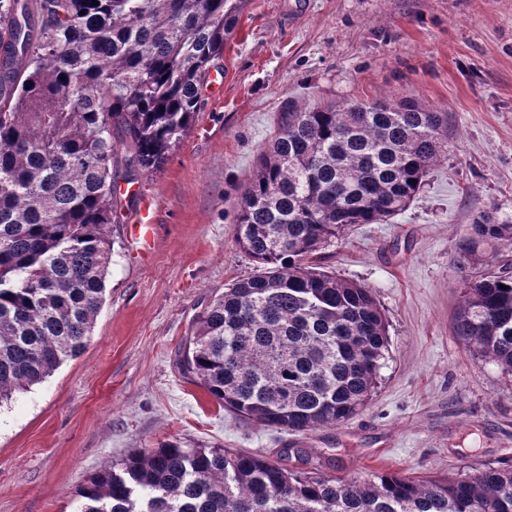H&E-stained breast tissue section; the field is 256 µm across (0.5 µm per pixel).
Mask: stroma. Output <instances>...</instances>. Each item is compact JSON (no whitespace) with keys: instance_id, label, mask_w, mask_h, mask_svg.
<instances>
[{"instance_id":"obj_1","label":"stroma","mask_w":512,"mask_h":512,"mask_svg":"<svg viewBox=\"0 0 512 512\" xmlns=\"http://www.w3.org/2000/svg\"><path fill=\"white\" fill-rule=\"evenodd\" d=\"M413 96L447 112L448 153L405 211L358 224L321 267L371 289L389 353L367 404L308 433L220 408L176 354L225 288L254 274L234 216L288 104ZM116 197L115 255L85 350L0 403V512H76L77 488L137 448L179 440L343 479L448 477L512 466V375L453 331L464 278L512 275V239L463 265L475 214L512 216V0H250L201 106L162 168ZM154 201L148 256L131 221Z\"/></svg>"}]
</instances>
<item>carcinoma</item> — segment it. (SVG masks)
I'll return each mask as SVG.
<instances>
[{"mask_svg":"<svg viewBox=\"0 0 512 512\" xmlns=\"http://www.w3.org/2000/svg\"><path fill=\"white\" fill-rule=\"evenodd\" d=\"M250 0H0V402L79 356L103 303L120 177L162 167L200 108L211 62ZM448 149V113L412 97L278 115L237 204L258 267L198 316L184 375L224 409L309 432L356 414L388 346L370 289L316 266L354 224L403 211ZM512 238L484 211L462 256ZM505 288H499V285ZM454 333L512 374V276L463 283ZM278 460L177 440L86 478L77 512H512V467L454 478L308 475Z\"/></svg>","mask_w":512,"mask_h":512,"instance_id":"1","label":"carcinoma"}]
</instances>
